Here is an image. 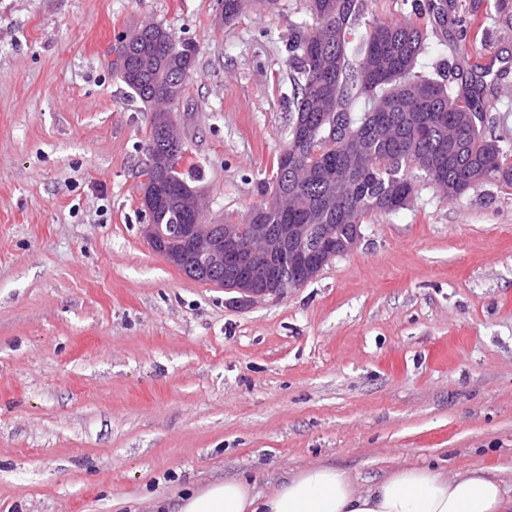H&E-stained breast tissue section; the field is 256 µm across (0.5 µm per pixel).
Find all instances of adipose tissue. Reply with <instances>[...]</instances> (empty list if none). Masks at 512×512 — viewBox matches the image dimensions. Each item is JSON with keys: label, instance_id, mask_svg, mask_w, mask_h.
Listing matches in <instances>:
<instances>
[{"label": "adipose tissue", "instance_id": "adipose-tissue-1", "mask_svg": "<svg viewBox=\"0 0 512 512\" xmlns=\"http://www.w3.org/2000/svg\"><path fill=\"white\" fill-rule=\"evenodd\" d=\"M258 477L219 480L170 497L155 512H512V490L486 469L449 473L433 466L401 467L363 490L330 465L302 468L270 493Z\"/></svg>", "mask_w": 512, "mask_h": 512}]
</instances>
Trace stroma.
<instances>
[{
  "label": "stroma",
  "instance_id": "stroma-1",
  "mask_svg": "<svg viewBox=\"0 0 512 512\" xmlns=\"http://www.w3.org/2000/svg\"><path fill=\"white\" fill-rule=\"evenodd\" d=\"M304 0H0V512H151L149 494L318 464L512 470V189L421 187L282 299L189 278L141 233L148 114L112 69L153 22L193 64L173 120L204 219L263 199L288 139ZM492 67L512 139V0ZM276 0H224L219 1L221 5V13L224 5V15L222 19L225 23L233 21L242 15L252 4H263L266 8H272L276 4Z\"/></svg>",
  "mask_w": 512,
  "mask_h": 512
}]
</instances>
